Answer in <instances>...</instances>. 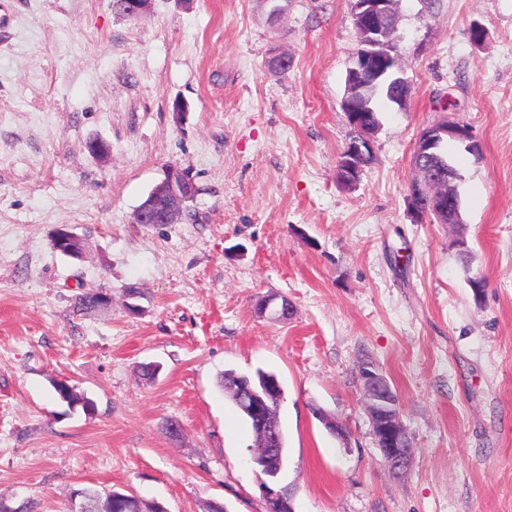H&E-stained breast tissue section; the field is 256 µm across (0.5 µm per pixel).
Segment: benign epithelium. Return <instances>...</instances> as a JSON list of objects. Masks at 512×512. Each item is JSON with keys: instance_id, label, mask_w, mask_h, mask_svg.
<instances>
[{"instance_id": "obj_1", "label": "benign epithelium", "mask_w": 512, "mask_h": 512, "mask_svg": "<svg viewBox=\"0 0 512 512\" xmlns=\"http://www.w3.org/2000/svg\"><path fill=\"white\" fill-rule=\"evenodd\" d=\"M359 48L347 71L346 94L343 105L349 124L355 130L358 141L342 151L338 173L343 183L353 186L359 179L365 160V149L371 148V137L378 127L365 124L361 120V109L355 103H367L369 87L394 75L397 82L392 91L400 104H405L410 86L404 77L401 58L390 52L394 44L395 8L398 0H351ZM452 139L467 143L473 153L480 150L479 143L470 130L454 121L443 120L428 126L420 132L414 147V167L418 177L411 183L408 206L420 221L434 215L440 223H454L457 211L448 207V201L456 198L458 173L446 167L443 158L435 155L436 148L444 141ZM197 189L185 174L176 170L166 172L163 180L152 190L148 199L136 210L138 224H176L188 210ZM81 239L73 231L61 228L53 240V249L73 258L81 259L84 252L72 247ZM365 396V408L371 423L372 435L380 448L386 464L392 469H404L409 465L411 445L402 423L400 401L379 368L372 362H364L359 368ZM280 397V384L273 377L265 383L262 394L249 393L246 408L257 418H262L266 402ZM266 512H280L281 504L287 495L268 485L262 487Z\"/></svg>"}]
</instances>
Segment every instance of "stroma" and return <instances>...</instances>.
Segmentation results:
<instances>
[{"label":"stroma","instance_id":"obj_1","mask_svg":"<svg viewBox=\"0 0 512 512\" xmlns=\"http://www.w3.org/2000/svg\"><path fill=\"white\" fill-rule=\"evenodd\" d=\"M398 11L410 94L382 103L349 188V0H152L137 19L115 0H0V512H71L86 486L264 512L229 368L284 387L293 512H512V0ZM445 116L481 151L448 145L461 225L419 224L413 149ZM171 167L197 187L189 213L135 223ZM62 226L83 259L52 249ZM92 288L111 308L75 313ZM271 294L288 320L258 313ZM367 360L399 394V476L363 407ZM63 379L87 405L59 399ZM269 375L273 374L267 373L261 369H257L255 374L252 376L238 373L234 369H226L221 373L219 378L220 386L228 394L231 402L235 405L244 419L250 424L254 432L257 431L255 420L251 417V415L242 410L237 402V394L240 389L239 383L248 382L250 387H252L255 391H259L261 389L262 382L265 381Z\"/></svg>","mask_w":512,"mask_h":512}]
</instances>
